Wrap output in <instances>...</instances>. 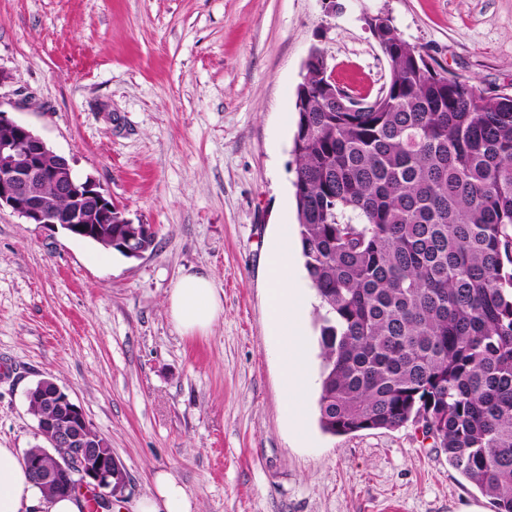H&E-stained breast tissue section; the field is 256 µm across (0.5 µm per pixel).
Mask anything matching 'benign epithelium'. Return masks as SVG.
I'll use <instances>...</instances> for the list:
<instances>
[{"label": "benign epithelium", "mask_w": 512, "mask_h": 512, "mask_svg": "<svg viewBox=\"0 0 512 512\" xmlns=\"http://www.w3.org/2000/svg\"><path fill=\"white\" fill-rule=\"evenodd\" d=\"M0 210L7 208L27 224H39L68 236L112 240V225L128 220L93 177L76 181L68 159L53 151L27 125L11 120L0 110ZM51 186L67 206H54L43 194ZM54 409L39 423L49 450L31 463L35 477L54 482L57 471L68 465L79 475L82 489L112 496V457L94 448L85 437L88 422L82 408L57 387L41 397Z\"/></svg>", "instance_id": "obj_1"}]
</instances>
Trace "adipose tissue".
I'll list each match as a JSON object with an SVG mask.
<instances>
[{"mask_svg": "<svg viewBox=\"0 0 512 512\" xmlns=\"http://www.w3.org/2000/svg\"><path fill=\"white\" fill-rule=\"evenodd\" d=\"M300 241L292 225L285 224L270 247L267 261V315L273 336L281 347V383L284 408L292 432L307 438L305 405L310 378L306 313L310 281L297 268ZM168 313L184 334L206 333L224 311L222 297L203 272L182 274L167 297ZM0 512H87L83 492L66 497L47 496L27 474L21 454L0 448ZM134 512H193V503L182 485L169 473L154 477V491L140 498Z\"/></svg>", "mask_w": 512, "mask_h": 512, "instance_id": "ef3b65f1", "label": "adipose tissue"}]
</instances>
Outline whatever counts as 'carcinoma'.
I'll list each match as a JSON object with an SVG mask.
<instances>
[{
	"instance_id": "carcinoma-1",
	"label": "carcinoma",
	"mask_w": 512,
	"mask_h": 512,
	"mask_svg": "<svg viewBox=\"0 0 512 512\" xmlns=\"http://www.w3.org/2000/svg\"><path fill=\"white\" fill-rule=\"evenodd\" d=\"M389 63L360 104L312 50L292 154L303 266L315 290L319 422L332 435L420 424L448 462L512 512V93L427 63L387 17ZM148 251L150 224L130 229ZM68 470L52 496L68 494Z\"/></svg>"
}]
</instances>
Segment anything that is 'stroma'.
Listing matches in <instances>:
<instances>
[{
	"label": "stroma",
	"instance_id": "1",
	"mask_svg": "<svg viewBox=\"0 0 512 512\" xmlns=\"http://www.w3.org/2000/svg\"><path fill=\"white\" fill-rule=\"evenodd\" d=\"M0 0V110L134 224L137 260L0 211V447L39 443L26 392L53 379L126 474L133 512L171 473L196 512H494L413 425L293 438L265 258L294 204L297 89L313 48L376 96L387 16L449 74L512 85V0ZM207 273L224 312L180 333L166 298Z\"/></svg>",
	"mask_w": 512,
	"mask_h": 512
}]
</instances>
